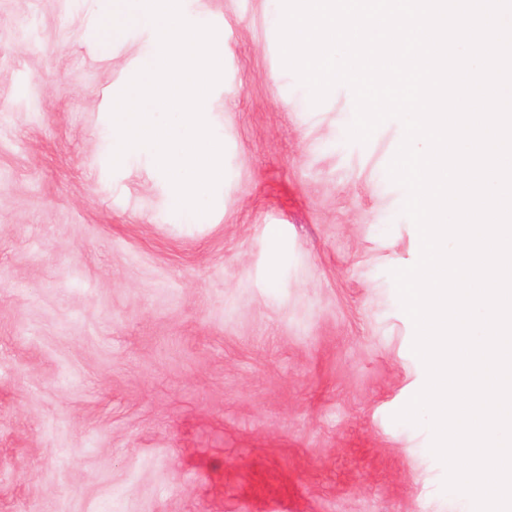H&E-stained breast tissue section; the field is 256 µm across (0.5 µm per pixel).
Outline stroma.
Listing matches in <instances>:
<instances>
[{"mask_svg":"<svg viewBox=\"0 0 512 512\" xmlns=\"http://www.w3.org/2000/svg\"><path fill=\"white\" fill-rule=\"evenodd\" d=\"M224 43L212 211L111 169L99 104L150 41L91 0H0V512H473L443 489L391 270L420 238L385 122L348 141L283 69L280 0H181Z\"/></svg>","mask_w":512,"mask_h":512,"instance_id":"obj_1","label":"stroma"}]
</instances>
